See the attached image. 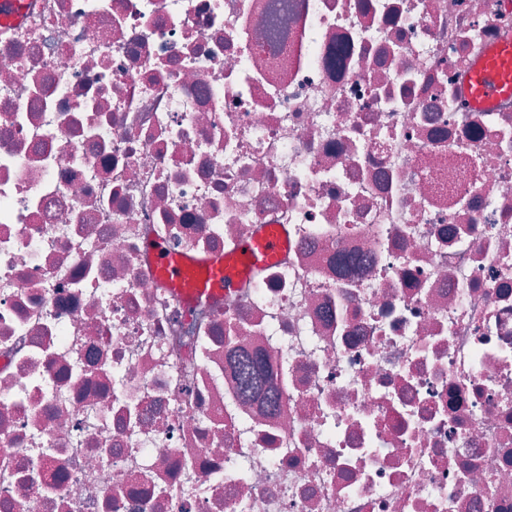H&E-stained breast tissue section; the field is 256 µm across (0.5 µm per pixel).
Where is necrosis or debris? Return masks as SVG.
<instances>
[{
	"label": "necrosis or debris",
	"mask_w": 512,
	"mask_h": 512,
	"mask_svg": "<svg viewBox=\"0 0 512 512\" xmlns=\"http://www.w3.org/2000/svg\"><path fill=\"white\" fill-rule=\"evenodd\" d=\"M21 2L0 512H512V0ZM270 228L221 298L152 268ZM471 96L481 108L512 96V43L492 47L468 78ZM268 374L262 360H252L241 374V385L245 396L261 395L270 412L279 408V398L274 395L268 386Z\"/></svg>",
	"instance_id": "1"
}]
</instances>
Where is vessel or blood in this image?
I'll use <instances>...</instances> for the list:
<instances>
[{"label":"vessel or blood","mask_w":512,"mask_h":512,"mask_svg":"<svg viewBox=\"0 0 512 512\" xmlns=\"http://www.w3.org/2000/svg\"><path fill=\"white\" fill-rule=\"evenodd\" d=\"M468 89L480 107L512 96V43L492 47L474 65ZM283 232L262 233L241 241L233 255L203 258L178 254L157 247L152 254L155 269L166 284L187 297L218 296L237 288L240 274L270 263L286 246Z\"/></svg>","instance_id":"1"}]
</instances>
